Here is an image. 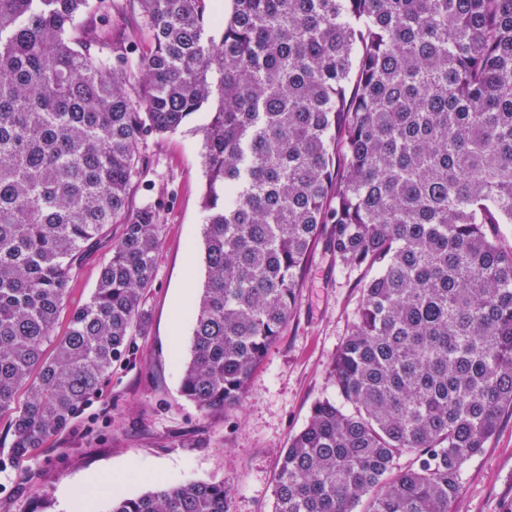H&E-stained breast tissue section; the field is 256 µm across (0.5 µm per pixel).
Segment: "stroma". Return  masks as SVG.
Segmentation results:
<instances>
[{"label": "stroma", "mask_w": 512, "mask_h": 512, "mask_svg": "<svg viewBox=\"0 0 512 512\" xmlns=\"http://www.w3.org/2000/svg\"><path fill=\"white\" fill-rule=\"evenodd\" d=\"M193 114L177 131L147 137L129 186L131 206L151 199L164 226L143 319L133 348L98 395L64 431L25 457L12 456L9 414L0 415V512H107L112 497L137 496L154 480L224 482L228 512H272L280 454L306 424L314 402L334 395L329 369L359 307L355 277L340 272L324 247L313 253L297 311L254 369L240 404L206 412L180 391L191 311L205 281L202 259L205 190L200 125ZM112 237L85 258L65 308L82 306L112 256ZM119 487L95 489L89 509L72 492L92 475L128 467ZM453 512H500L512 499V412L504 411L484 448L466 462Z\"/></svg>", "instance_id": "1"}]
</instances>
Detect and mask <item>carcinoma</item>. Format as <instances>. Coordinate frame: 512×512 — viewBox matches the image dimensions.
<instances>
[{"label":"carcinoma","instance_id":"cac0c4a2","mask_svg":"<svg viewBox=\"0 0 512 512\" xmlns=\"http://www.w3.org/2000/svg\"><path fill=\"white\" fill-rule=\"evenodd\" d=\"M127 2L126 44L97 26L112 0H0L13 453L67 428L130 353L164 225L157 204L129 205L139 145L205 112L206 280L182 393L240 403L322 242L361 302L336 396L281 454L273 512H452L465 461L512 410V0ZM114 224L112 258L56 335ZM109 512H228L227 490L161 485ZM121 226L114 224L110 237L96 247L85 258L83 265L74 277L66 304L57 324V333L61 336L67 326L68 314L71 310L82 306L90 299L99 277L100 269L112 257V238H117L121 233Z\"/></svg>","mask_w":512,"mask_h":512}]
</instances>
